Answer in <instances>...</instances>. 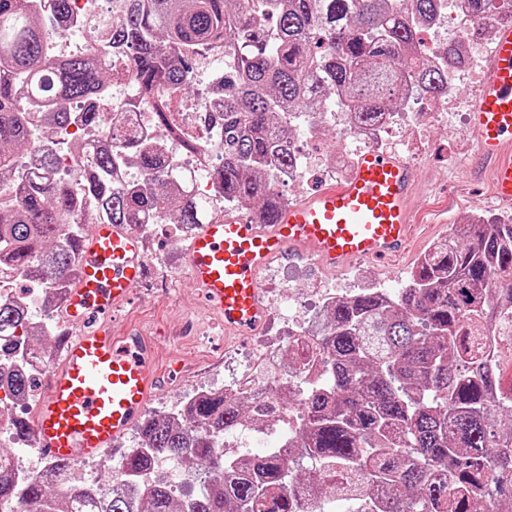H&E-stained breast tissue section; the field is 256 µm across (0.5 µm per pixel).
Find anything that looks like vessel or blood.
Listing matches in <instances>:
<instances>
[{"mask_svg": "<svg viewBox=\"0 0 512 512\" xmlns=\"http://www.w3.org/2000/svg\"><path fill=\"white\" fill-rule=\"evenodd\" d=\"M495 47L470 111L474 153L490 165L492 194L512 207V21L491 19ZM414 166L392 153L359 152L343 182L279 210L273 223L239 215L200 225L183 254L188 280L226 331L246 336L265 321L263 275L279 257L320 266L387 262L407 248L417 222ZM80 272L62 306L81 327L55 361L33 423V446L47 459L103 456L146 413L160 384L156 346L110 318L144 280L145 245L123 224H99L80 245Z\"/></svg>", "mask_w": 512, "mask_h": 512, "instance_id": "1", "label": "vessel or blood"}]
</instances>
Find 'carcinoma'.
Segmentation results:
<instances>
[{"mask_svg":"<svg viewBox=\"0 0 512 512\" xmlns=\"http://www.w3.org/2000/svg\"><path fill=\"white\" fill-rule=\"evenodd\" d=\"M121 21L112 43L129 52L128 96L144 105L157 85L187 89L200 51L224 41V91L216 135L220 163L209 172L219 201L247 207L262 224L284 206L272 180L297 166L295 119L321 108L353 127L378 126L411 94L448 92L461 71L464 42L450 41L432 58L418 31L448 11V0H113ZM474 23L467 41L488 31L477 23L493 0H464ZM44 17L31 0H0V179L14 200L0 206V272L25 279L78 274L77 246L89 220L78 213L69 182L52 174L53 145L37 137L23 112L40 99L55 125H101L106 71L88 54L50 63ZM94 101L75 114L66 104ZM87 196L107 224H155L166 216L196 227L215 204L194 191L196 177L174 168V147L151 135L117 134ZM41 153L45 176L18 175L21 152ZM129 157L131 178L118 183L116 152ZM512 220L456 224L391 292L363 289L327 310L329 330L317 346L326 379L300 402L301 456L265 450L224 455V434L244 427L243 405L229 389L193 397L175 412L148 414L137 442L118 464L114 487L51 482L72 473L71 460L49 461L44 476L18 474L0 446V502L34 512H300L299 494L359 501L364 512H504L512 507V445L500 442L496 417L512 409L495 369L465 342L484 322L512 312ZM22 329L28 335L18 337ZM48 334L31 308L0 301V387L18 400L36 381L28 362L33 341ZM292 402L256 395L252 426L279 421ZM166 460L195 467V488L180 494L154 477ZM307 460L320 477L298 488L293 473ZM360 473L365 484L336 482Z\"/></svg>","mask_w":512,"mask_h":512,"instance_id":"1","label":"carcinoma"}]
</instances>
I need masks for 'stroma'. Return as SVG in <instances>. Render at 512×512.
Listing matches in <instances>:
<instances>
[{"mask_svg":"<svg viewBox=\"0 0 512 512\" xmlns=\"http://www.w3.org/2000/svg\"><path fill=\"white\" fill-rule=\"evenodd\" d=\"M298 151L303 158L328 164L344 152L357 151L334 127L324 125L310 138L299 125ZM399 156L415 155L418 186L412 200L421 226L407 252L396 261L382 264L359 262L346 270L323 269L301 263L295 290L270 315L275 323L301 321L310 305L306 294L316 286L331 293L357 292L362 288L401 287L421 254L448 236V227L478 215L487 219L508 217L512 209L498 206L489 186L476 182L469 167L459 160L471 152L467 118L449 113L447 123L429 130L420 139L397 144ZM142 236L151 257L148 277L137 288L131 305L112 318L113 332L133 324L155 339L158 369L166 385L152 398L148 410L167 413L179 408L198 392L235 386L244 371L257 368L260 353L255 336H234L207 309L197 288L182 271L179 254L188 239L174 240L167 225L144 227Z\"/></svg>","mask_w":512,"mask_h":512,"instance_id":"1","label":"stroma"}]
</instances>
